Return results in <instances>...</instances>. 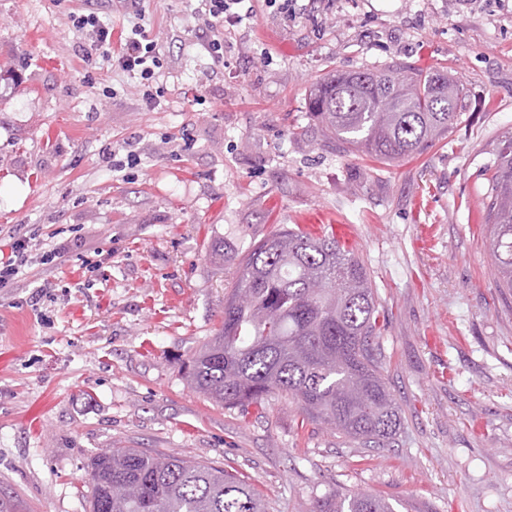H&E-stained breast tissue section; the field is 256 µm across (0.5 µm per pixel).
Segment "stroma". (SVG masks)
<instances>
[{"label":"stroma","mask_w":512,"mask_h":512,"mask_svg":"<svg viewBox=\"0 0 512 512\" xmlns=\"http://www.w3.org/2000/svg\"><path fill=\"white\" fill-rule=\"evenodd\" d=\"M224 29L198 0H144L163 109L111 61L84 60L86 0H0V255L22 226L71 242L42 285L0 288V501L89 512L88 465L140 448L244 476L268 512L326 492L396 512H512V291L488 251L484 193L512 136V0H265ZM397 62L442 67L467 96L415 158L323 145L316 79ZM133 142L136 161L112 168ZM338 239L388 316L381 374L401 408L370 450L275 395L224 408L182 368L222 325L240 261L281 226Z\"/></svg>","instance_id":"1"}]
</instances>
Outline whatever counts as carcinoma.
<instances>
[{
	"instance_id": "carcinoma-1",
	"label": "carcinoma",
	"mask_w": 512,
	"mask_h": 512,
	"mask_svg": "<svg viewBox=\"0 0 512 512\" xmlns=\"http://www.w3.org/2000/svg\"><path fill=\"white\" fill-rule=\"evenodd\" d=\"M464 95L462 81L444 69L396 63L330 74L308 103L324 143L397 161L447 138ZM485 199L488 248L500 283L512 291V137L498 148ZM384 323L370 273L334 232L281 227L240 262L224 322L185 379L227 409L288 395L346 438L391 448L402 417L374 345ZM89 468V512H267L238 474L175 454L112 449ZM313 512L394 509L377 495L331 490Z\"/></svg>"
}]
</instances>
